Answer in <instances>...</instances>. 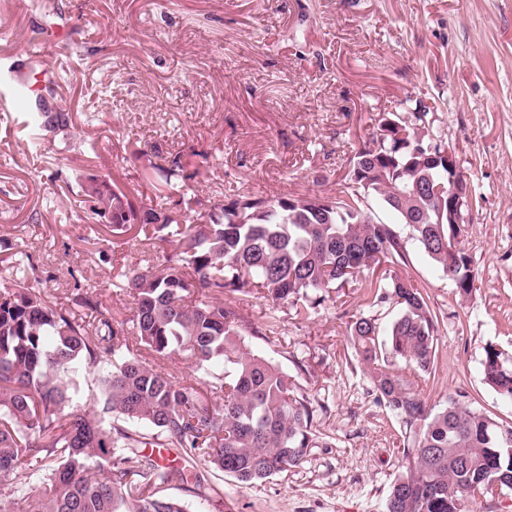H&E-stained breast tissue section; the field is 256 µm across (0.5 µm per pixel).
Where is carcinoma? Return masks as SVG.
Segmentation results:
<instances>
[{"label": "carcinoma", "mask_w": 512, "mask_h": 512, "mask_svg": "<svg viewBox=\"0 0 512 512\" xmlns=\"http://www.w3.org/2000/svg\"><path fill=\"white\" fill-rule=\"evenodd\" d=\"M418 107L422 114L410 113ZM385 116L387 133L375 131L352 150L329 195L213 190L207 212L189 223L165 196L134 206L109 173L78 179L86 219L114 236L136 230L147 245L158 237L168 248L159 261L147 251L128 280L129 318L77 286L63 310L30 256L0 260L24 275L0 285V512H187L167 490L205 494L211 485L200 463L246 485L301 465L319 446L312 402L249 347L263 332L224 294L257 288L273 305L308 314L329 289L350 283L369 314L352 317L348 341L376 401L415 434L413 461L395 479L386 512H465L489 487L512 491V425L456 398L431 405L395 372L401 361L435 379L440 319L425 289L392 271L404 255L393 224L409 227L460 296L476 290L477 273L460 228L430 193L448 188V169L430 162L445 145L434 136V107L407 98ZM30 117L38 132L68 125L65 112ZM152 169L166 188L198 173L181 153ZM371 200L393 222L374 221ZM388 303L398 312L382 338L375 312ZM175 353L194 361L203 384L178 381L165 363ZM482 367L484 381L512 400V364L495 346L485 348ZM91 373L99 391L81 410ZM154 448L182 465L162 463Z\"/></svg>", "instance_id": "carcinoma-1"}]
</instances>
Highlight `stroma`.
I'll return each instance as SVG.
<instances>
[{
	"label": "stroma",
	"instance_id": "obj_1",
	"mask_svg": "<svg viewBox=\"0 0 512 512\" xmlns=\"http://www.w3.org/2000/svg\"><path fill=\"white\" fill-rule=\"evenodd\" d=\"M38 28L63 75L55 101L69 134L96 151H71L59 132L32 151L22 124L0 111V242L30 254L58 307L78 286L124 309L142 258L139 237L85 220L76 175L110 165L143 206L157 196L152 163L203 149L219 166L200 167L184 198H206L216 182L257 196L330 194L377 113L423 97L474 198L464 246L478 276L460 298L405 243L396 271L440 315L436 381L423 395L436 404L462 394L512 423V402L482 370L490 344L512 363V0H0V32L14 47ZM243 307L273 327L249 344L307 393L321 443L262 485L214 471L209 499L175 495L189 512H385L413 437L376 402L347 341L359 288L327 293L307 317L256 294Z\"/></svg>",
	"mask_w": 512,
	"mask_h": 512
}]
</instances>
